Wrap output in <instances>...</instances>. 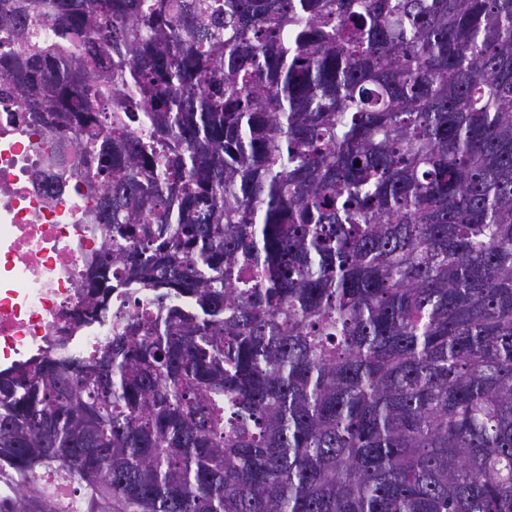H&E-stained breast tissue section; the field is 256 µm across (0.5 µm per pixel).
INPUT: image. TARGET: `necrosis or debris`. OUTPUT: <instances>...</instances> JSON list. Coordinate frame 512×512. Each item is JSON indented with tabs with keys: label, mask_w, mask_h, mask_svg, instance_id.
<instances>
[{
	"label": "necrosis or debris",
	"mask_w": 512,
	"mask_h": 512,
	"mask_svg": "<svg viewBox=\"0 0 512 512\" xmlns=\"http://www.w3.org/2000/svg\"><path fill=\"white\" fill-rule=\"evenodd\" d=\"M94 167L74 139L29 125L19 100L0 94V360L60 346L80 356L111 334L110 321H75L80 275L104 243Z\"/></svg>",
	"instance_id": "4bbe7bcc"
}]
</instances>
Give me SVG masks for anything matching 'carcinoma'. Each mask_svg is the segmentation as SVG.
Masks as SVG:
<instances>
[{
    "label": "carcinoma",
    "instance_id": "cac0c4a2",
    "mask_svg": "<svg viewBox=\"0 0 512 512\" xmlns=\"http://www.w3.org/2000/svg\"><path fill=\"white\" fill-rule=\"evenodd\" d=\"M0 32L96 160L76 322L112 318L0 372V512H512V0H0Z\"/></svg>",
    "mask_w": 512,
    "mask_h": 512
}]
</instances>
